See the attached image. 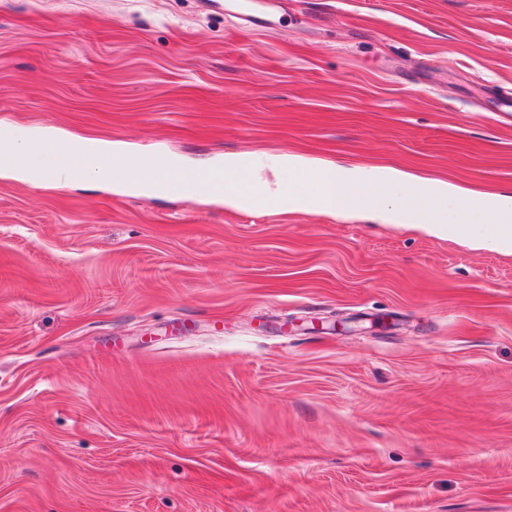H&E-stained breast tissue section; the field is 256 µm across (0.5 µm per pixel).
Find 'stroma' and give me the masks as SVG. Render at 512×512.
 <instances>
[{
	"instance_id": "stroma-1",
	"label": "stroma",
	"mask_w": 512,
	"mask_h": 512,
	"mask_svg": "<svg viewBox=\"0 0 512 512\" xmlns=\"http://www.w3.org/2000/svg\"><path fill=\"white\" fill-rule=\"evenodd\" d=\"M512 191V0H0V124ZM0 512H512V256L0 175Z\"/></svg>"
}]
</instances>
